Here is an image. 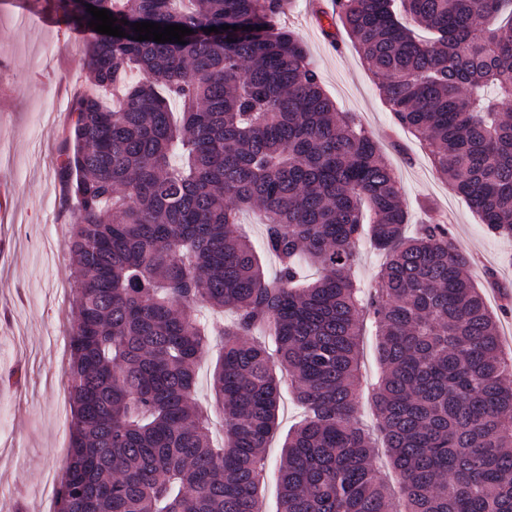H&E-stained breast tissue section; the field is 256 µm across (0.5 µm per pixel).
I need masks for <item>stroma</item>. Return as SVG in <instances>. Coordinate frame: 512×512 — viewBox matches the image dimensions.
Masks as SVG:
<instances>
[{"instance_id":"1","label":"stroma","mask_w":512,"mask_h":512,"mask_svg":"<svg viewBox=\"0 0 512 512\" xmlns=\"http://www.w3.org/2000/svg\"><path fill=\"white\" fill-rule=\"evenodd\" d=\"M295 31L339 111L353 113L379 140L409 213L407 234L451 216L457 246L472 260L488 307L512 292V238L487 233L466 201L437 179L426 145L381 101L373 76L350 38L334 46L296 0L282 19ZM86 66L84 46L55 0H0V512H53L49 482L60 481L70 447V229L67 190L56 160L71 152L73 88ZM494 283H487L486 271ZM376 325L366 319L361 369L367 383L361 416L373 423L371 383ZM301 411L283 386L279 430L266 450L262 512H276L283 439Z\"/></svg>"}]
</instances>
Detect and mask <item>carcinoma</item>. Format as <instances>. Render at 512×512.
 Listing matches in <instances>:
<instances>
[{
    "label": "carcinoma",
    "mask_w": 512,
    "mask_h": 512,
    "mask_svg": "<svg viewBox=\"0 0 512 512\" xmlns=\"http://www.w3.org/2000/svg\"><path fill=\"white\" fill-rule=\"evenodd\" d=\"M334 2L316 10L325 35L346 32L439 177L489 233L511 237L512 116L501 104L512 100V0ZM291 3L57 0L89 35L87 83L121 97L112 110L75 92L60 167L76 202V303L57 512H261L285 379L308 415L284 438L277 512H399L398 499L404 512H512V364L499 321L448 225L405 235L407 207L377 140L337 111L300 40L278 26ZM89 4L126 36L88 26ZM136 22L193 34L136 41ZM244 209L264 220L273 279L238 231ZM365 233L386 262L363 300L350 270ZM304 262L320 275L299 287ZM199 305L231 306L236 321L209 331L191 313ZM367 316L378 327L376 427L396 486L377 477L375 438L357 419ZM261 326L273 353L251 339ZM214 336L221 448L194 397Z\"/></svg>",
    "instance_id": "cac0c4a2"
}]
</instances>
